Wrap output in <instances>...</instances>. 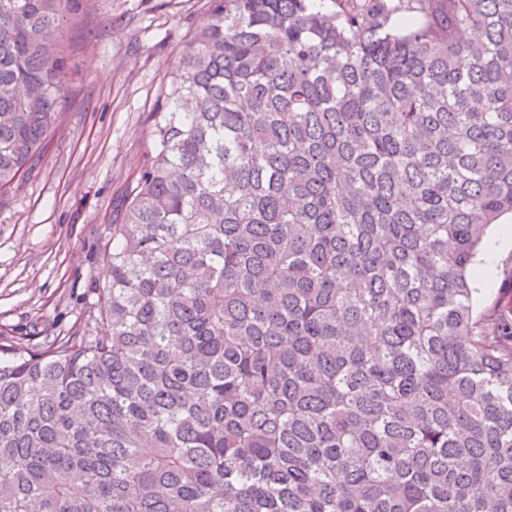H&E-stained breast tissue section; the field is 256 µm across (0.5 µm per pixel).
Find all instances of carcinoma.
I'll use <instances>...</instances> for the list:
<instances>
[{
  "mask_svg": "<svg viewBox=\"0 0 512 512\" xmlns=\"http://www.w3.org/2000/svg\"><path fill=\"white\" fill-rule=\"evenodd\" d=\"M72 0H0V190ZM212 0L99 255L94 335L0 334V512H512V0ZM479 32L466 41L461 33ZM511 254L512 246L510 247V244L500 249L493 271V278L487 286L481 287L477 284V280L475 281V287L479 288L477 294L479 298V311H482L485 306L490 304L497 297H500L505 302L512 297L510 276L502 272V263L504 260L509 259Z\"/></svg>",
  "mask_w": 512,
  "mask_h": 512,
  "instance_id": "1",
  "label": "carcinoma"
}]
</instances>
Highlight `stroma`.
<instances>
[{"label": "stroma", "mask_w": 512, "mask_h": 512, "mask_svg": "<svg viewBox=\"0 0 512 512\" xmlns=\"http://www.w3.org/2000/svg\"><path fill=\"white\" fill-rule=\"evenodd\" d=\"M210 0H77L56 36L69 93L32 171L0 191V333H95L97 247L134 185L150 112Z\"/></svg>", "instance_id": "35a3bbf8"}]
</instances>
